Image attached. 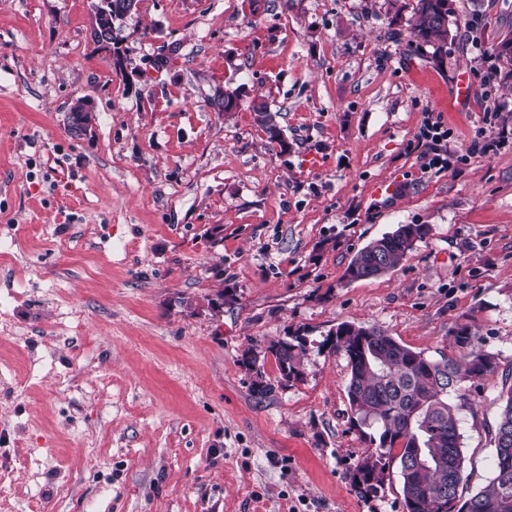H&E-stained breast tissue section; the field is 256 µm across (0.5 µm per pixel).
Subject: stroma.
<instances>
[{
  "instance_id": "35a3bbf8",
  "label": "stroma",
  "mask_w": 512,
  "mask_h": 512,
  "mask_svg": "<svg viewBox=\"0 0 512 512\" xmlns=\"http://www.w3.org/2000/svg\"><path fill=\"white\" fill-rule=\"evenodd\" d=\"M97 2L0 0V512H403L397 468L377 495L352 487L369 443L322 345L343 322L436 360L466 326L495 355L461 385L460 490L479 491L512 388V142L468 147L512 135V84L482 83L512 0H453L440 62L411 40L415 0H136L109 49ZM400 224L430 231L345 280ZM295 335L285 381L268 347ZM256 124L268 135L271 142H275L281 148V152L288 149V142L283 139L282 130L277 122L276 113H273L267 103L262 99L255 100L252 105ZM419 141L422 143L425 141L429 149V152L424 154V169L440 171L448 166V155L442 150V143L448 141V129L441 121L438 119L432 121L428 117L420 129ZM429 232L426 224H400L392 232L372 240L360 249L349 263L345 278L350 281L378 277L394 267L413 250L415 243ZM380 257L382 267L373 261Z\"/></svg>"
}]
</instances>
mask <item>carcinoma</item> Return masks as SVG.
Wrapping results in <instances>:
<instances>
[{
  "mask_svg": "<svg viewBox=\"0 0 512 512\" xmlns=\"http://www.w3.org/2000/svg\"><path fill=\"white\" fill-rule=\"evenodd\" d=\"M133 0H109L96 14L103 28L131 9ZM452 0H416L413 37L433 47L434 57L448 53ZM499 74L512 80V34L496 47ZM256 124L270 141L286 150L282 130L267 103L252 105ZM429 232L426 224H400L372 240L349 263L350 281L378 277L394 267ZM457 358L432 360L423 352L401 344L382 329L343 322L323 345L341 352L348 360V401L359 425L373 427L369 437L375 448L358 461L353 488L362 497L378 492L386 469L397 464L402 481L405 512H512V390L500 397V415L493 443V477L468 498L459 495L463 482L464 453L458 411L465 406L459 384L481 380L496 371L493 354L476 348L464 327L456 331ZM282 379L300 375L306 340L296 336L270 344Z\"/></svg>",
  "mask_w": 512,
  "mask_h": 512,
  "instance_id": "cac0c4a2",
  "label": "carcinoma"
}]
</instances>
